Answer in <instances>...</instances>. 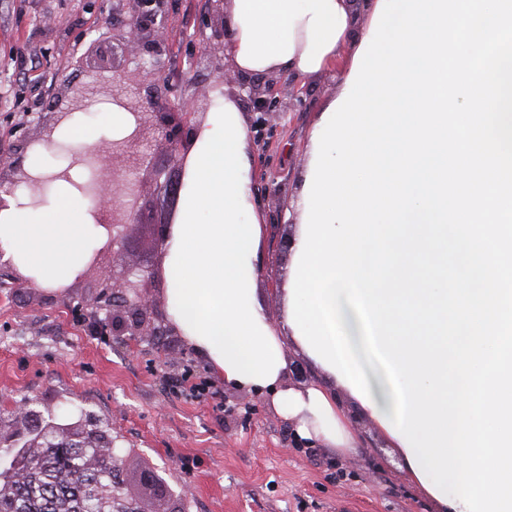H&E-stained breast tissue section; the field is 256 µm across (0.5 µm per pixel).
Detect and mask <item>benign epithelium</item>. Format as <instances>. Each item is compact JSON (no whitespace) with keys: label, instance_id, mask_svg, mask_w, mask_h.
Segmentation results:
<instances>
[{"label":"benign epithelium","instance_id":"7a95c632","mask_svg":"<svg viewBox=\"0 0 512 512\" xmlns=\"http://www.w3.org/2000/svg\"><path fill=\"white\" fill-rule=\"evenodd\" d=\"M210 2L216 21L210 25L203 50L214 56L224 53L227 31L224 28V0ZM127 3L132 4L131 10L121 28L112 31V39L128 56L138 61V68L144 71V81L129 92L121 73L115 71L102 86L103 96L131 116L126 132L112 139L104 151L97 147L70 149L67 166L49 173L28 169L20 172L17 179L0 176V209H3L7 207L6 198L14 197L19 188L26 192L30 205H38L46 181L70 183L73 170L90 171L89 181L77 189L83 197L95 203L96 223L107 230L106 242L92 255L91 268L97 266L109 250L123 247L129 227L138 223L144 190L142 182L131 178V174L145 161L143 147L147 144L149 131H155L166 143L169 157L166 165L154 170V179L158 192L172 200L181 188L195 138V126L191 124L195 100L185 98L175 105H168L159 95L167 60V46L160 30L172 9V0H116L112 11H124ZM219 70L221 78L237 85L240 96L263 115L277 111L280 98L289 96L294 85V80L281 76L264 81L247 78L227 64L219 66ZM76 112H90V101L82 87L75 89L66 107L57 112L56 123L45 134L46 141H52L56 127ZM150 276L151 269L137 264L112 270V275L102 283L103 302L90 310L93 326L102 331L112 329V335L133 347L173 329L169 323L161 326L152 321L159 301L144 293L142 288V281ZM8 414L12 417V430L5 431L0 426L1 447L9 446L12 440L27 439L33 427L44 422V411L37 408L35 400L14 406Z\"/></svg>","mask_w":512,"mask_h":512}]
</instances>
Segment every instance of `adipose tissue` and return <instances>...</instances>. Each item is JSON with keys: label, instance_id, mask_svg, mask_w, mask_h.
<instances>
[{"label": "adipose tissue", "instance_id": "adipose-tissue-1", "mask_svg": "<svg viewBox=\"0 0 512 512\" xmlns=\"http://www.w3.org/2000/svg\"><path fill=\"white\" fill-rule=\"evenodd\" d=\"M228 64L242 75L311 78L333 68L342 51L356 53L371 21L354 0H226ZM250 132L235 96L219 98L196 130L181 209L165 248L163 299L172 324L205 354L213 372L244 389H273L279 413L296 436L349 454L359 446L348 404L357 398L317 366L304 385L288 383L284 347L302 349L291 326L275 333L258 298L256 256L262 216L252 203ZM106 239L84 202L63 189L33 208L16 197L0 210V255L54 290L75 279ZM371 404L359 412L394 448L411 479L407 450L382 420L396 409L383 370L366 369Z\"/></svg>", "mask_w": 512, "mask_h": 512}]
</instances>
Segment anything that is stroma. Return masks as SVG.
<instances>
[{
  "label": "stroma",
  "mask_w": 512,
  "mask_h": 512,
  "mask_svg": "<svg viewBox=\"0 0 512 512\" xmlns=\"http://www.w3.org/2000/svg\"><path fill=\"white\" fill-rule=\"evenodd\" d=\"M113 0H0V172L23 140L67 105L76 73L135 75L136 65L112 43ZM213 20L209 0H175L162 31L169 56L164 96L194 97L203 123L224 86L202 38ZM336 70L299 81L297 96L260 120L240 107L251 127L255 205L263 216L258 269L286 274L288 253L276 250L294 222L307 161L309 135L339 92ZM150 162L138 172L144 185L139 224L128 230L121 254L106 253L66 292L70 305L51 300L39 283L0 285V397L39 398L107 417L123 448L119 463L125 500L165 499L178 512H436L398 455L383 447L374 427L357 419L360 448L350 458L318 445L298 446L293 426L275 410L272 390H248L212 377L203 355L180 332L159 345L133 350L91 332L80 308L95 305L103 271L140 263L154 271L144 286L162 296L163 250L151 245V222L170 205L155 190L152 160L166 144L150 135ZM207 380L202 396L182 392L184 372Z\"/></svg>",
  "instance_id": "1"
}]
</instances>
